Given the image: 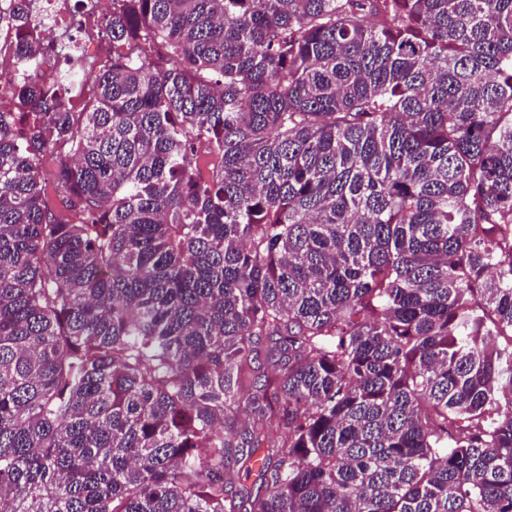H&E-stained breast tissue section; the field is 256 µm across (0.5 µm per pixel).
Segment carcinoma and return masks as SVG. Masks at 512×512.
Here are the masks:
<instances>
[{"instance_id":"1","label":"carcinoma","mask_w":512,"mask_h":512,"mask_svg":"<svg viewBox=\"0 0 512 512\" xmlns=\"http://www.w3.org/2000/svg\"><path fill=\"white\" fill-rule=\"evenodd\" d=\"M111 2L0 12V512H512V0ZM39 4L32 15L33 25L45 32H60L69 29L72 33L70 42L89 55L95 50L93 34L102 27L104 17L92 2L91 8L82 16L74 17L69 0H38Z\"/></svg>"}]
</instances>
